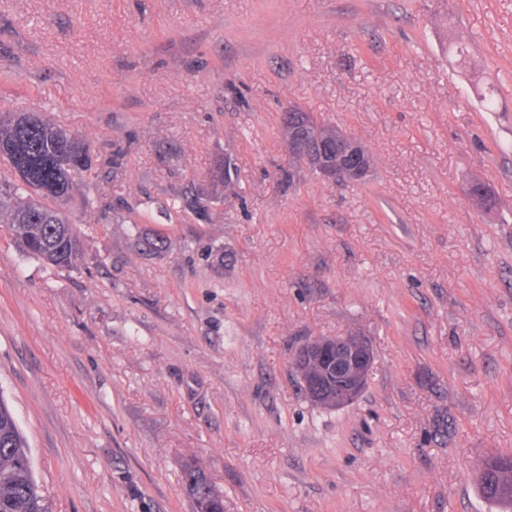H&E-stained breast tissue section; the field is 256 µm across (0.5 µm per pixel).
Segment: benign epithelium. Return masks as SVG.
<instances>
[{
  "instance_id": "benign-epithelium-1",
  "label": "benign epithelium",
  "mask_w": 512,
  "mask_h": 512,
  "mask_svg": "<svg viewBox=\"0 0 512 512\" xmlns=\"http://www.w3.org/2000/svg\"><path fill=\"white\" fill-rule=\"evenodd\" d=\"M289 116L288 147L292 157H301L310 170L327 181L337 182L346 176L360 183L366 178L371 159L355 137L342 129L325 128L321 130L317 142L310 144L307 141L310 126L308 113L292 109ZM329 348L335 349L334 357L322 366L317 377H306L305 385L319 387L331 377H336V394L329 397L320 395L316 403L339 409L352 404L362 393L373 354L369 341L362 336H335L330 342L320 337L295 353L294 367L300 369L306 364L316 363L319 353Z\"/></svg>"
}]
</instances>
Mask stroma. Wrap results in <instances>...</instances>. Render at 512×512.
Segmentation results:
<instances>
[{"mask_svg":"<svg viewBox=\"0 0 512 512\" xmlns=\"http://www.w3.org/2000/svg\"><path fill=\"white\" fill-rule=\"evenodd\" d=\"M293 106L362 143L364 182L291 158ZM0 109L94 156L78 267L0 224V395L52 512H193L189 461L224 512H498L512 0H0ZM350 333L367 386L317 407L292 355ZM480 495L487 502L512 511V452L486 458L478 476Z\"/></svg>","mask_w":512,"mask_h":512,"instance_id":"35a3bbf8","label":"stroma"}]
</instances>
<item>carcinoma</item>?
<instances>
[{
  "label": "carcinoma",
  "instance_id": "1",
  "mask_svg": "<svg viewBox=\"0 0 512 512\" xmlns=\"http://www.w3.org/2000/svg\"><path fill=\"white\" fill-rule=\"evenodd\" d=\"M0 162L15 179L0 177V224L22 250L46 264L69 269L79 263L83 244L65 212L75 178L91 169L85 140L34 112L0 111ZM214 197L232 189L224 159L209 175ZM185 496L195 512H224V495L195 463L185 467ZM480 495L512 512V452L486 458L478 476ZM0 512H50L34 477L26 438L0 396Z\"/></svg>",
  "mask_w": 512,
  "mask_h": 512
}]
</instances>
